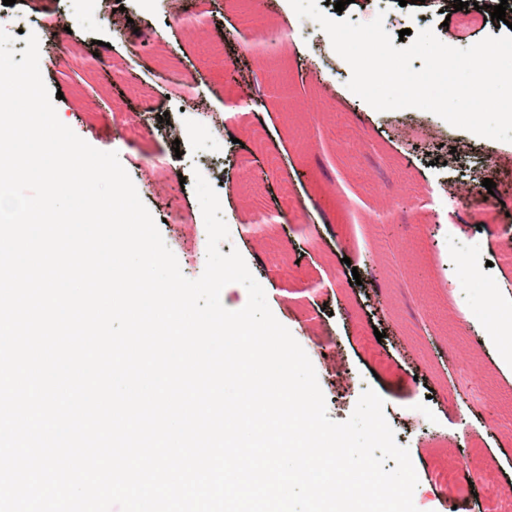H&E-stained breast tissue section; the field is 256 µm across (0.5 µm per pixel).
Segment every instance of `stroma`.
Here are the masks:
<instances>
[{
	"mask_svg": "<svg viewBox=\"0 0 512 512\" xmlns=\"http://www.w3.org/2000/svg\"><path fill=\"white\" fill-rule=\"evenodd\" d=\"M120 3V29L97 0L0 4V26L17 51L27 33L38 36L56 110L91 146L118 153L185 277L199 278L207 257L195 173L227 197L221 252L240 253L311 359L329 418L348 419L364 390L383 398L418 476V512H512L500 497L512 492V434L481 416L493 402L512 417V382L485 334L482 303L512 276V245L500 236L512 225V143L417 108H370L347 87L349 64L317 49V25L251 72L262 83L287 80L289 109L253 112L239 104L248 77L224 41L240 29L246 0H177L162 12L145 0ZM447 7L351 0L344 15H383L407 44L428 27L457 48L512 30L490 20L462 33ZM215 110L231 139L210 132ZM492 158L495 190L470 195ZM443 184L459 192L444 208L434 196ZM382 213L396 239L378 230ZM473 261L481 277L451 288ZM469 462L491 472L500 493L470 482Z\"/></svg>",
	"mask_w": 512,
	"mask_h": 512,
	"instance_id": "1",
	"label": "stroma"
}]
</instances>
